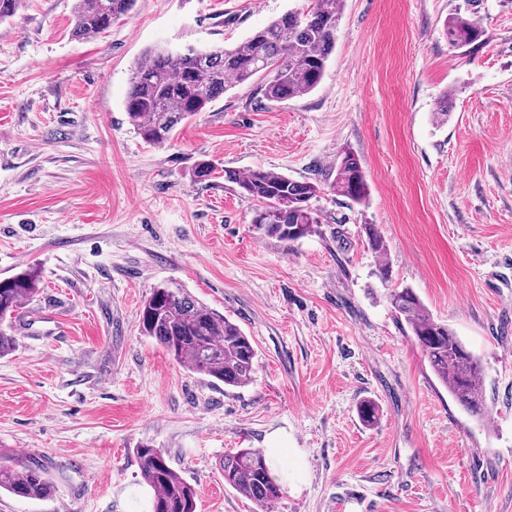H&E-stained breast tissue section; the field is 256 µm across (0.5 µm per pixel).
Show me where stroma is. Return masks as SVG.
Instances as JSON below:
<instances>
[{
	"label": "stroma",
	"instance_id": "35a3bbf8",
	"mask_svg": "<svg viewBox=\"0 0 512 512\" xmlns=\"http://www.w3.org/2000/svg\"><path fill=\"white\" fill-rule=\"evenodd\" d=\"M310 3L135 0L88 38L72 35L75 0H25L0 21V279L41 275L37 316L0 358V462L40 463L55 488L0 493V512H143L142 443L199 512H254L219 462L269 446L288 451L272 512H512V0H345L312 93L276 103L237 85L163 147L127 119L147 48L233 46ZM455 12L482 30L461 49L443 36ZM346 150L366 203L322 190L316 232L293 243L259 237L224 178L320 183ZM168 280L250 336L251 384L209 382L142 335ZM405 287L481 358L488 424L394 316L388 294ZM364 399L380 406L371 426Z\"/></svg>",
	"mask_w": 512,
	"mask_h": 512
}]
</instances>
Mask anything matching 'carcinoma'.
I'll use <instances>...</instances> for the list:
<instances>
[{
  "instance_id": "carcinoma-1",
  "label": "carcinoma",
  "mask_w": 512,
  "mask_h": 512,
  "mask_svg": "<svg viewBox=\"0 0 512 512\" xmlns=\"http://www.w3.org/2000/svg\"><path fill=\"white\" fill-rule=\"evenodd\" d=\"M134 2L76 0L73 35L84 38L103 33L113 20L129 12ZM343 2L312 0L306 11L285 14L228 48L146 49L131 76L125 102L129 121L145 143L159 147L183 121L206 111L233 86L257 76L262 77L259 92L268 101L283 102L311 93L321 83L335 50ZM443 34L449 47L459 49L477 41L481 29L475 19L457 12L444 22ZM335 170L327 188L353 203H364L368 187L357 156L344 152ZM224 178L253 204L252 224L260 237L290 243L315 232L319 217L311 200L321 193L318 184L264 168L244 174L226 170ZM364 230L371 250L385 255L386 245L373 225H364ZM39 283L36 269L0 280V357L15 351L18 341L13 319L21 305L37 294ZM389 301L450 396L478 421H486L489 410L480 360L447 325L434 319L413 289H395ZM139 326L141 333L155 339L174 361L197 374L229 388L244 387L254 378L257 352L251 338L177 282L153 288L140 311ZM358 414L364 423L373 425L380 407L364 399ZM135 454L141 478L154 491L153 512H197L194 486L170 466L160 449L141 444ZM220 468L224 485L253 501L260 512H267L282 494L259 448H239L224 455ZM2 491L42 500L52 494L53 484L38 464L16 467L0 463Z\"/></svg>"
}]
</instances>
